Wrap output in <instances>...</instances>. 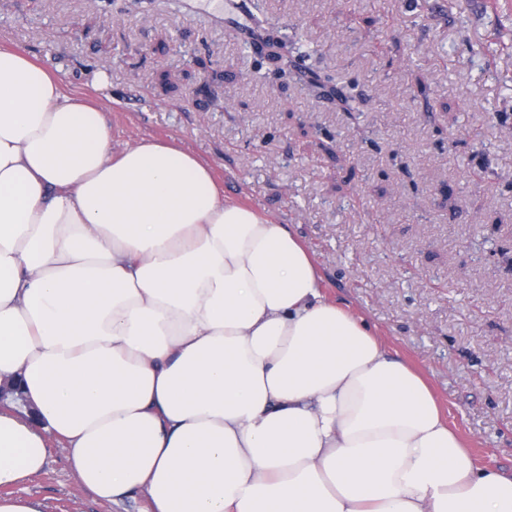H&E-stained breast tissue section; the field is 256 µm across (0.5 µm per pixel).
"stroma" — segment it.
<instances>
[{
    "label": "stroma",
    "instance_id": "stroma-1",
    "mask_svg": "<svg viewBox=\"0 0 512 512\" xmlns=\"http://www.w3.org/2000/svg\"><path fill=\"white\" fill-rule=\"evenodd\" d=\"M249 0H0V46L93 103L112 148L173 139L302 237L330 299L424 372L477 464L512 471V0H262L351 108L241 39ZM174 90H164L162 76ZM24 494L100 501L57 446Z\"/></svg>",
    "mask_w": 512,
    "mask_h": 512
}]
</instances>
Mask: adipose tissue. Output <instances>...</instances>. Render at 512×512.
Listing matches in <instances>:
<instances>
[{
    "mask_svg": "<svg viewBox=\"0 0 512 512\" xmlns=\"http://www.w3.org/2000/svg\"><path fill=\"white\" fill-rule=\"evenodd\" d=\"M0 512L50 441L145 512H512L421 371L328 299L306 244L209 164L0 46Z\"/></svg>",
    "mask_w": 512,
    "mask_h": 512,
    "instance_id": "ef3b65f1",
    "label": "adipose tissue"
}]
</instances>
